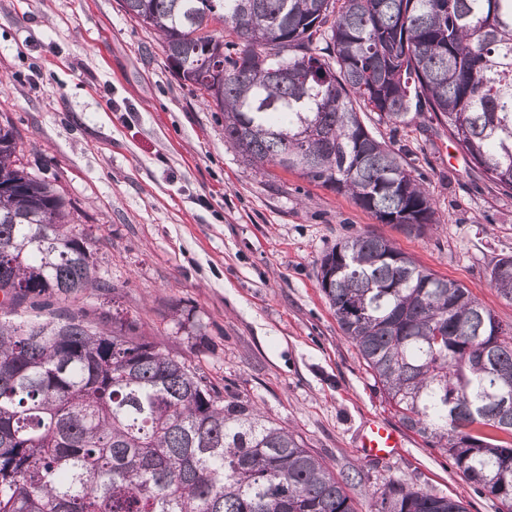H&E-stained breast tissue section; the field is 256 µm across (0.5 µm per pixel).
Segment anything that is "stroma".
<instances>
[{
    "label": "stroma",
    "instance_id": "obj_1",
    "mask_svg": "<svg viewBox=\"0 0 512 512\" xmlns=\"http://www.w3.org/2000/svg\"><path fill=\"white\" fill-rule=\"evenodd\" d=\"M21 135L22 162L64 198L96 243L113 292L97 307L137 319L221 391L289 428L348 487L358 512L397 480L499 512L447 456L405 433L384 459L358 448L369 419L400 427L345 338L318 283L319 260L347 237L374 233L437 275L462 284L503 326L512 301L490 284L512 256V195L417 118L365 125L429 191L424 234L381 224L348 196L297 173L243 163L222 113L169 69L157 35L120 0H0V115Z\"/></svg>",
    "mask_w": 512,
    "mask_h": 512
}]
</instances>
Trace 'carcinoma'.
Wrapping results in <instances>:
<instances>
[{
    "mask_svg": "<svg viewBox=\"0 0 512 512\" xmlns=\"http://www.w3.org/2000/svg\"><path fill=\"white\" fill-rule=\"evenodd\" d=\"M169 69L224 114L251 167L435 223L419 178L363 123L429 115L512 194V0H120ZM232 39H224V32ZM282 78L272 83V72ZM0 121V512H357L340 477L254 404L85 302L112 284L51 182ZM318 282L403 427L512 512V328L394 243H337ZM491 285L512 301V257ZM369 512H466L390 481Z\"/></svg>",
    "mask_w": 512,
    "mask_h": 512,
    "instance_id": "1",
    "label": "carcinoma"
}]
</instances>
